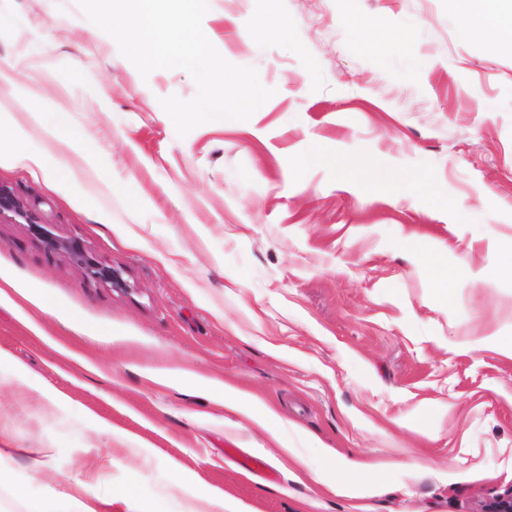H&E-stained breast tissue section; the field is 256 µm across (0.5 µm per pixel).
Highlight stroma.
I'll use <instances>...</instances> for the list:
<instances>
[{"label": "stroma", "mask_w": 512, "mask_h": 512, "mask_svg": "<svg viewBox=\"0 0 512 512\" xmlns=\"http://www.w3.org/2000/svg\"><path fill=\"white\" fill-rule=\"evenodd\" d=\"M267 15L287 32L262 33ZM87 23L76 0H0V110L47 147L19 107L39 90L115 186L91 211L0 164L23 207L0 214V269L110 332L0 299V355L22 375L0 388V448L32 493L107 450L113 486L135 481L154 512H189L199 481L248 512H483L512 492V357L497 343L512 336V54L461 37L454 0H209L216 49L275 94L181 138L160 101L195 97L188 72L141 76ZM15 69L30 83L7 81ZM36 224L81 240L122 287L87 278ZM162 369L189 381L155 384ZM212 380L273 405L280 440ZM28 448L47 450L48 477ZM330 452L391 469L333 493L315 479ZM177 466L194 482L173 487Z\"/></svg>", "instance_id": "1"}]
</instances>
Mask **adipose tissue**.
<instances>
[{
  "label": "adipose tissue",
  "mask_w": 512,
  "mask_h": 512,
  "mask_svg": "<svg viewBox=\"0 0 512 512\" xmlns=\"http://www.w3.org/2000/svg\"><path fill=\"white\" fill-rule=\"evenodd\" d=\"M479 2L483 18L481 27H472L469 22H462V33L466 38H488L503 48L512 49V0H460L462 6ZM21 105L34 121L45 124L52 145L40 151L29 150L21 130L6 123L0 114V160L24 165L38 170L49 186L62 193H74L77 184L70 168L54 166L55 155L71 154L80 161H87L89 148L83 138L67 122L65 113H46L41 109V99L37 92H29ZM224 403L227 407L245 415L257 426L273 432L282 424L276 412L247 393L232 386L223 390ZM112 459L103 460L94 474L83 478H74L61 484L56 492L58 501L66 505V512H112L113 496L125 500H135L134 512H151L149 504L136 501V493L131 486L118 490L103 487L102 479L112 468Z\"/></svg>",
  "instance_id": "ef3b65f1"
}]
</instances>
